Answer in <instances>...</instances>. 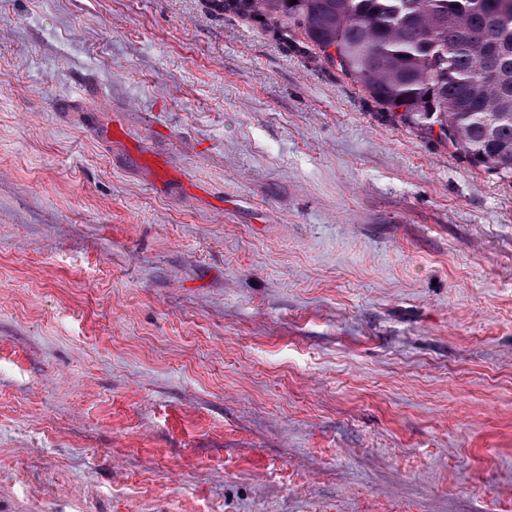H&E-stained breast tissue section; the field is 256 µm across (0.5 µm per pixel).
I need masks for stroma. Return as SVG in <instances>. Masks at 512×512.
I'll return each instance as SVG.
<instances>
[{"label": "stroma", "instance_id": "35a3bbf8", "mask_svg": "<svg viewBox=\"0 0 512 512\" xmlns=\"http://www.w3.org/2000/svg\"><path fill=\"white\" fill-rule=\"evenodd\" d=\"M0 512H512V179L211 0H0Z\"/></svg>", "mask_w": 512, "mask_h": 512}]
</instances>
